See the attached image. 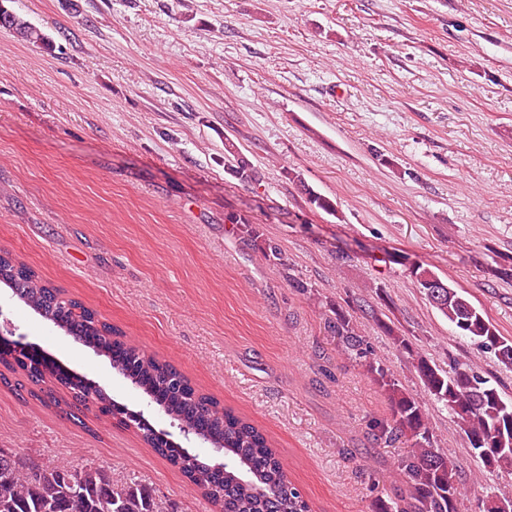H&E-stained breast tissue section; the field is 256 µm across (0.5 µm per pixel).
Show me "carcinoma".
<instances>
[{
  "mask_svg": "<svg viewBox=\"0 0 512 512\" xmlns=\"http://www.w3.org/2000/svg\"><path fill=\"white\" fill-rule=\"evenodd\" d=\"M11 3L0 0V28L21 41L50 46L51 37L15 11ZM304 192L314 208L336 213L335 204L326 196L308 187ZM228 221L239 225L242 239L253 243L259 238L257 227L247 216L231 215ZM279 274L289 287L310 291L309 284L292 274L287 264H280ZM411 274L457 335L493 352L502 366L512 369L511 338L500 335L484 314L451 286L444 289L441 301H435L429 285L439 276L431 269L419 265ZM0 284L42 318L108 358L113 369L167 416L224 452V468L220 469L165 439L144 418L133 421L143 442L178 468L216 512H311L300 490L288 481L286 468L266 434L195 389L174 365L140 350L82 302L65 297L61 289L8 252L0 255ZM331 312L327 327L344 352L359 360L366 357V340L358 335L350 316L337 307ZM0 364L22 374L34 386L59 385L70 390L74 407L70 416L75 420L76 410L95 406L100 413L128 425L130 412L126 407L100 391L88 401L91 385L45 357H30L24 362L0 354ZM366 367L392 408L391 421L375 425L373 437L386 443L402 440L409 444V451L397 464L409 496L380 503L378 512H457L461 481L456 463L449 451L435 445L423 406L405 392L383 364L370 361ZM416 369L425 391L448 410L475 456L490 469L512 468V398H506L490 379L469 365L446 373L419 357ZM32 463L28 455L0 449V512H169L149 486L136 481L116 485L101 467L57 462L41 464L36 472ZM479 512H512V497L491 496L482 502Z\"/></svg>",
  "mask_w": 512,
  "mask_h": 512,
  "instance_id": "1",
  "label": "carcinoma"
}]
</instances>
